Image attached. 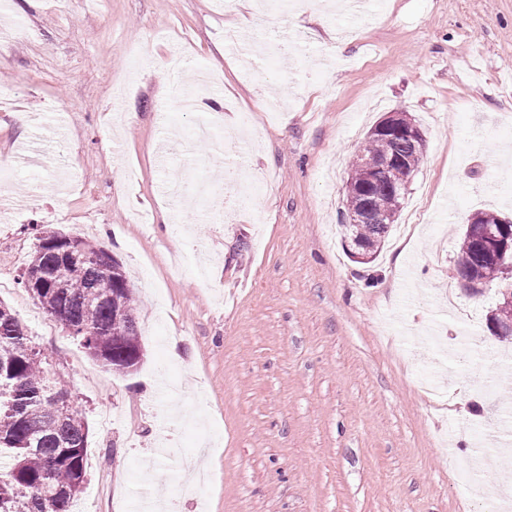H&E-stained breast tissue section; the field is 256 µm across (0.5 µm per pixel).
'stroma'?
Instances as JSON below:
<instances>
[{
    "instance_id": "obj_1",
    "label": "stroma",
    "mask_w": 512,
    "mask_h": 512,
    "mask_svg": "<svg viewBox=\"0 0 512 512\" xmlns=\"http://www.w3.org/2000/svg\"><path fill=\"white\" fill-rule=\"evenodd\" d=\"M2 27L0 302L88 423L76 512H484L512 476V452L478 461L493 423L512 442V340L486 325L496 287L467 293L454 264L473 213L512 217V0H8ZM395 111L426 149L360 264L345 185ZM47 225L122 263L135 370L24 288ZM165 441L205 449L201 494L179 496Z\"/></svg>"
}]
</instances>
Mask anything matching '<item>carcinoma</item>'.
Masks as SVG:
<instances>
[{
    "mask_svg": "<svg viewBox=\"0 0 512 512\" xmlns=\"http://www.w3.org/2000/svg\"><path fill=\"white\" fill-rule=\"evenodd\" d=\"M425 144L387 137L369 130L345 186V212L382 215V224H348L346 249L359 248L375 258L417 171ZM386 155L400 156L404 164L381 173L371 192L361 188L365 169ZM506 218L479 211L468 220L455 265L457 278L469 275L495 282L497 258L480 252L476 243ZM63 233L42 232L26 268L24 280L38 303L61 322L84 349L108 369L127 373L144 357L135 316V300L122 264L101 246L75 237L69 260L60 259L53 245ZM122 315L115 324L114 315ZM27 336L11 309L0 302V512H72L87 481L88 425L82 411L69 401L62 408L45 403L55 392L71 396L62 374Z\"/></svg>",
    "mask_w": 512,
    "mask_h": 512,
    "instance_id": "carcinoma-1",
    "label": "carcinoma"
}]
</instances>
